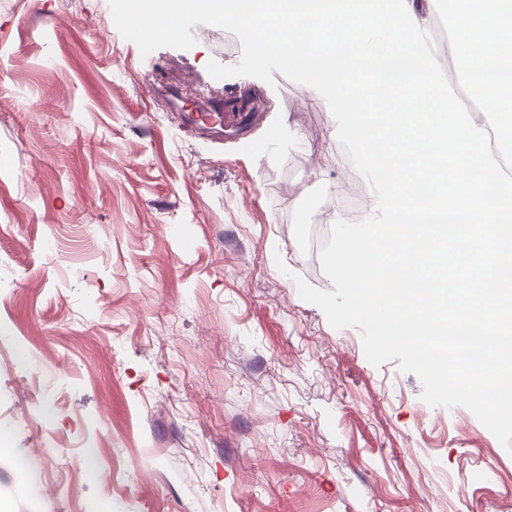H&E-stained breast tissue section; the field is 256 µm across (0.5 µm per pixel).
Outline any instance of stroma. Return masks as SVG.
Segmentation results:
<instances>
[{
	"mask_svg": "<svg viewBox=\"0 0 512 512\" xmlns=\"http://www.w3.org/2000/svg\"><path fill=\"white\" fill-rule=\"evenodd\" d=\"M192 32L0 0V512H512L495 436L299 296L333 288L311 226L375 199L328 104ZM258 92L248 130L188 116Z\"/></svg>",
	"mask_w": 512,
	"mask_h": 512,
	"instance_id": "1",
	"label": "stroma"
}]
</instances>
